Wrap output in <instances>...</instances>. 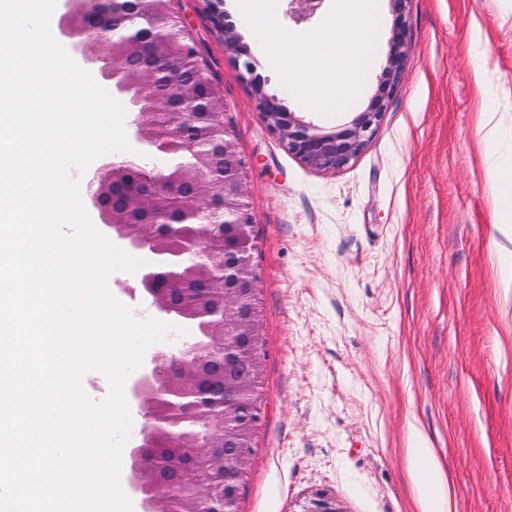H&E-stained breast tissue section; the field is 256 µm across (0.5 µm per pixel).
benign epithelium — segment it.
Wrapping results in <instances>:
<instances>
[{"label": "benign epithelium", "mask_w": 512, "mask_h": 512, "mask_svg": "<svg viewBox=\"0 0 512 512\" xmlns=\"http://www.w3.org/2000/svg\"><path fill=\"white\" fill-rule=\"evenodd\" d=\"M324 0H288V16L296 23L310 20ZM397 14L389 40L386 64L376 92L364 111L347 124L324 130L297 113L288 110L273 95L265 92V79L256 72L246 48L232 26L224 25L225 46L235 54L241 77L251 86L256 111L268 130L277 136L282 147L308 167L330 172L347 166L357 158L376 136L388 103L394 95L409 50L405 8L409 0H391ZM165 0H144L132 12L112 13V22L103 23L100 12L92 11L80 0H70L61 17L62 28L73 41L74 50L83 60L97 66L101 77L112 83V92L131 99L130 136L138 158L116 163L108 159L89 172V182L96 190L89 194L87 206L112 239L131 250H147L154 256L152 264L139 272V286L156 315L164 320L189 322L197 327V336L177 354L171 347L156 348L134 373L128 386V398L145 420V432L128 452L129 481L145 512H158L162 499L191 501L208 497L222 499L219 512H238L242 486L238 485L251 461L248 438H238L231 452L223 448L224 438L237 421L240 409L235 398L224 392L216 404L205 398L201 388L186 379L187 361L223 355L232 348L233 338L241 335L249 321V310L258 286L252 264V225L242 202L247 191V167L240 155L235 136L222 111L213 113L223 130V139L212 152L224 153V178L221 193L209 189L213 180L210 154L201 148L202 138L184 128L173 132L178 114L172 111V97L166 92L145 96V90L157 81L156 69H132L125 59L145 45L160 50L169 46L188 59L195 51L185 41L167 30L163 12ZM180 108L195 109L197 98L189 84H177ZM186 155L190 162L180 172L169 175L158 169L154 160L171 152ZM132 177L144 183L153 203L161 206L173 200L178 208L176 224L170 226L163 246L151 230L140 224H128L117 212L110 197L114 180ZM224 202V223L234 226L238 283L224 287V317L213 325L194 305L185 300L173 301L170 292H189L188 284L198 277H227L232 269L215 264L224 257V243L211 237L214 209ZM194 420L199 432L192 437L182 430L183 422ZM164 439L172 448L193 461V467L177 484L151 485L142 491L146 477L162 469L156 441Z\"/></svg>", "instance_id": "7a95c632"}]
</instances>
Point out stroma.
I'll return each mask as SVG.
<instances>
[{"label": "stroma", "instance_id": "obj_1", "mask_svg": "<svg viewBox=\"0 0 512 512\" xmlns=\"http://www.w3.org/2000/svg\"><path fill=\"white\" fill-rule=\"evenodd\" d=\"M381 26L361 93L341 112L265 90L333 129L363 111L386 63ZM169 14L220 88L248 166L256 247L263 417L239 512H420L410 427L451 481L454 512H512V243L499 237L478 128L512 132V0H411L399 90L366 150L319 172L255 110L210 0Z\"/></svg>", "mask_w": 512, "mask_h": 512}]
</instances>
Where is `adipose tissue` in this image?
I'll use <instances>...</instances> for the list:
<instances>
[{"mask_svg": "<svg viewBox=\"0 0 512 512\" xmlns=\"http://www.w3.org/2000/svg\"><path fill=\"white\" fill-rule=\"evenodd\" d=\"M246 20L263 61L287 79L292 95L310 107L338 112L357 92L358 76L368 62L364 51L378 23L375 0H338L329 26L315 35L288 36L276 26L274 0H241ZM486 170L493 178L491 197L496 224L512 233V153L500 152L499 128L482 126ZM421 502V512H449L448 480L420 431H412L407 450Z\"/></svg>", "mask_w": 512, "mask_h": 512, "instance_id": "1", "label": "adipose tissue"}]
</instances>
